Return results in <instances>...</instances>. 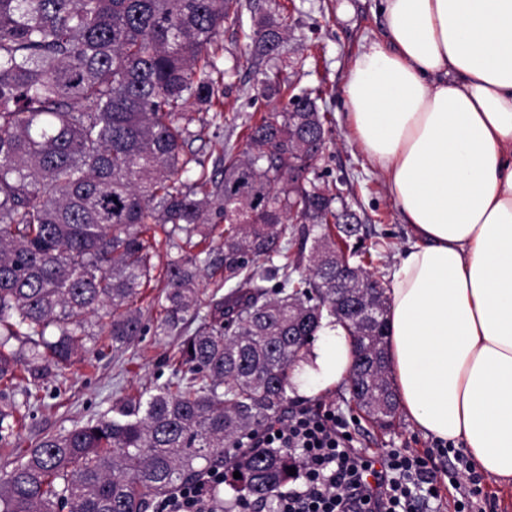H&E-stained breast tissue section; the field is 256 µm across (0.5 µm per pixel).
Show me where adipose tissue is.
<instances>
[{
	"label": "adipose tissue",
	"mask_w": 512,
	"mask_h": 512,
	"mask_svg": "<svg viewBox=\"0 0 512 512\" xmlns=\"http://www.w3.org/2000/svg\"><path fill=\"white\" fill-rule=\"evenodd\" d=\"M345 81L348 122L410 229L391 279L388 352L401 410L512 486V0H382ZM299 395L347 379L323 320Z\"/></svg>",
	"instance_id": "obj_1"
}]
</instances>
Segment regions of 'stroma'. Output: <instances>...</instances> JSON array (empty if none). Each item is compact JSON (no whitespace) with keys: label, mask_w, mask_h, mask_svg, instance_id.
I'll use <instances>...</instances> for the list:
<instances>
[{"label":"stroma","mask_w":512,"mask_h":512,"mask_svg":"<svg viewBox=\"0 0 512 512\" xmlns=\"http://www.w3.org/2000/svg\"><path fill=\"white\" fill-rule=\"evenodd\" d=\"M248 17L274 16L285 19L287 31L277 56L251 57L247 41L234 30H224L217 65L225 70L224 97L227 107L241 117L280 111L285 96L264 97L260 82L276 74L288 80L295 91L318 96L321 110L331 112L327 147L317 161L330 191L338 194L367 231L364 247L375 250L370 269L374 279L390 285L392 274L409 245L408 226L381 174L366 160L361 148L349 138L348 104L344 86L347 71L365 39L381 30V0H242ZM164 282L154 279L141 302L145 332L131 344L90 354L58 378L44 380L40 393L45 408L33 409L21 425L9 433L11 447L28 451L45 435L65 432L103 415L113 399L136 389L166 382L173 369L167 359L180 341L178 334L163 335L158 329L160 309L153 301ZM288 408L295 411L323 404L335 409L346 423L354 448L370 455L384 448H408L431 455L438 478L437 512H454L457 497L448 481L453 456L437 452V444L426 438L405 414H397L391 428L382 430L362 416L351 399L347 383L301 396L288 392Z\"/></svg>","instance_id":"stroma-1"}]
</instances>
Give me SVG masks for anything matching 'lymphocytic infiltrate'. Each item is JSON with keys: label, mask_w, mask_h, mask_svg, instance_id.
<instances>
[{"label": "lymphocytic infiltrate", "mask_w": 512, "mask_h": 512, "mask_svg": "<svg viewBox=\"0 0 512 512\" xmlns=\"http://www.w3.org/2000/svg\"><path fill=\"white\" fill-rule=\"evenodd\" d=\"M265 448L299 450L297 487L281 493L278 512H419L437 498L428 456L391 448L368 456L351 445L346 425L334 410L303 407L287 420L268 424L259 441ZM227 473L214 471L159 501L156 512H209Z\"/></svg>", "instance_id": "f902f5d3"}]
</instances>
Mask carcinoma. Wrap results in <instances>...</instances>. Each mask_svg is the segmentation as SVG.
<instances>
[{
    "label": "carcinoma",
    "mask_w": 512,
    "mask_h": 512,
    "mask_svg": "<svg viewBox=\"0 0 512 512\" xmlns=\"http://www.w3.org/2000/svg\"><path fill=\"white\" fill-rule=\"evenodd\" d=\"M241 0H0V384L38 386L84 361L89 341L144 331L157 231L203 246L224 271L208 321L178 346L176 375L106 415L44 436L0 477V512H148L153 499L233 456L237 490L268 503L291 479L287 448L241 452L281 411L290 372L333 318L357 355L352 401L380 427L395 417L387 295L345 248L364 225L321 184L328 113L311 94L224 141L208 169L183 122L223 107L216 64ZM275 54L283 24L245 34ZM224 224L220 239L215 226ZM172 228H167V225ZM197 257L164 272L161 326L198 316ZM98 317V331L89 328ZM190 373L183 385L179 373ZM0 406V444L37 394Z\"/></svg>",
    "instance_id": "cac0c4a2"
}]
</instances>
